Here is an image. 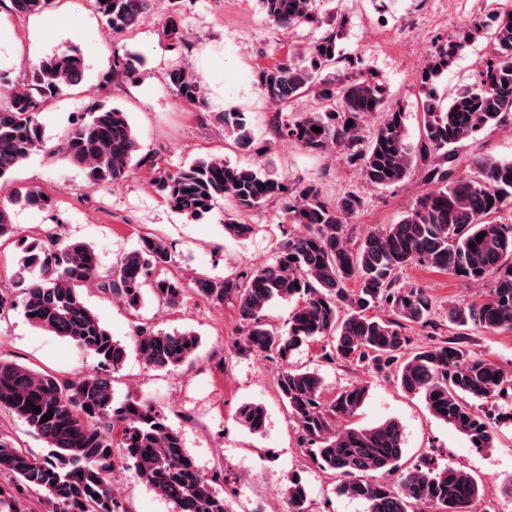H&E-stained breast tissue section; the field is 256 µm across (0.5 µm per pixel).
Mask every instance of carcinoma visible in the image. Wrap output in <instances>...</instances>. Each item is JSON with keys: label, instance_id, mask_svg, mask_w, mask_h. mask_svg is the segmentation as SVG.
Returning a JSON list of instances; mask_svg holds the SVG:
<instances>
[{"label": "carcinoma", "instance_id": "carcinoma-1", "mask_svg": "<svg viewBox=\"0 0 512 512\" xmlns=\"http://www.w3.org/2000/svg\"><path fill=\"white\" fill-rule=\"evenodd\" d=\"M49 2L10 0L12 11L22 16L43 12ZM155 4L92 0L94 11L116 35L136 29ZM259 4L278 26L327 25L314 44L288 47L282 58L257 73V85L270 103L282 105L299 94L313 102L312 110L297 120L274 121L276 135L309 153L342 149L362 177L378 187L416 176L435 189L419 195L397 223L366 230L359 246L351 248L347 218L361 206L357 197L330 204L314 184L294 187L286 176L220 155L199 158L153 180L170 208L201 219L225 200L235 216L225 218L224 232L241 238L252 226L236 216L279 200L282 223L293 229L270 265L222 279L200 276L190 285L155 279L153 294L169 306L189 297L235 303L245 326L242 347L282 364L276 379L279 397L306 454L338 479V494L364 501L367 512H488L482 508V487L469 472L437 465L427 454L413 466L402 467L405 448L397 421L373 427L350 424L367 397V386L348 383L326 402L319 373L293 367L290 358L297 348L319 343L322 358L331 362L387 371L405 392L420 396L434 418L466 436L471 447H494L497 416L483 405L512 390V371L475 356L467 335L443 336L441 324L433 319L431 296L422 288H398L396 283L399 273L413 264L465 284L485 283L481 299L448 305V321L490 334L512 333V222L497 219L512 206V159L463 160L457 150V144L512 117V8L492 0L486 16L496 22L495 28L487 29L477 17L462 35L433 48L417 79L421 127L412 141L402 106L389 103L384 84L361 67V59L342 52L344 20L338 18L337 0ZM180 25L173 14L163 27L172 49L182 44ZM478 37L487 38L491 50L474 81L448 99L441 96L437 79ZM85 69L79 53L66 51L32 66L26 82L3 83L0 181L44 148L38 113L65 88L79 84ZM110 78L135 79L126 56L113 53ZM167 81L181 101L203 103L201 85L188 70L171 69ZM378 112L386 118L367 142L361 129ZM220 119L238 147L251 146L245 113L224 112ZM314 127L321 132L312 131ZM57 151L96 186L114 187L137 169L156 166L152 156L141 153L127 113L105 104L72 124ZM462 166L470 172L464 173ZM42 195L37 187H22L0 201V243L20 247L21 273L29 275L22 297L24 316L31 325L90 352L99 368L72 381L0 359V408L41 435L49 448L46 456L37 457L0 436V472L13 478L11 485L0 484V512H27L22 502L33 491L44 494L49 512H129L108 486V474L118 461L173 503L174 512H231L218 488L223 472L210 477L200 473L163 413L135 398L115 401L110 372L123 365L127 346L112 337L81 299V289L94 285L124 307L139 309L148 279L173 262L169 246L143 236L138 248L102 271L96 250L87 242H65L49 231L32 240L19 235L11 205L22 201L52 210V200ZM274 301L293 304L283 329L262 318ZM374 309L383 315L370 314ZM414 324L426 330L430 345H413L409 329ZM133 343L147 368L172 370L192 359L199 337L139 325ZM36 406L41 407L38 413ZM237 419L259 433L266 412L260 404L244 403ZM285 495L288 512H312L301 479L289 480Z\"/></svg>", "mask_w": 512, "mask_h": 512}]
</instances>
